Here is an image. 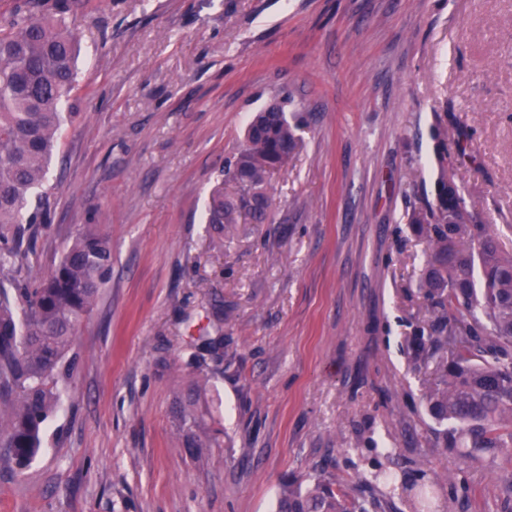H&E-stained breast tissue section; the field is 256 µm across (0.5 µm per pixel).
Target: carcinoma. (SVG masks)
<instances>
[{"instance_id":"carcinoma-1","label":"carcinoma","mask_w":512,"mask_h":512,"mask_svg":"<svg viewBox=\"0 0 512 512\" xmlns=\"http://www.w3.org/2000/svg\"><path fill=\"white\" fill-rule=\"evenodd\" d=\"M27 0L0 20V448L19 469L42 446L44 423L54 413L75 369L76 328L93 308L112 271V244L96 224H83L59 263L33 286L15 278L28 252L22 225L41 224L47 204L44 183L68 116L63 100L76 86L77 36L71 17L77 0ZM291 97L277 111H257L245 145L234 158L237 197L224 195V182L212 189L207 223L224 230L250 208L257 220L265 209L263 188L270 175L295 153L299 124L286 115ZM427 225L430 257L418 288L450 312L434 338L418 331L416 359L426 363L440 347L439 374L425 388L434 419L448 425L440 452L493 464L512 458V253L501 247L489 226L467 209L453 165L442 169L437 203L410 218ZM195 382L176 397L177 431L195 453L213 448L218 438L204 432ZM442 476L420 470L409 484L411 512H434ZM276 512H383L382 500L352 498L335 479L317 480L305 490L284 489Z\"/></svg>"}]
</instances>
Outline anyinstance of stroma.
<instances>
[{
  "label": "stroma",
  "instance_id": "35a3bbf8",
  "mask_svg": "<svg viewBox=\"0 0 512 512\" xmlns=\"http://www.w3.org/2000/svg\"><path fill=\"white\" fill-rule=\"evenodd\" d=\"M76 29L72 119L21 278L82 224L109 235L112 274L41 451L21 473L0 461V512H274L287 483L361 496L377 469L421 467L459 487L451 512H512V461L436 448V365L411 352L444 315L417 287L429 248L409 221L450 162L512 252V0H86ZM284 94L301 146L264 187L267 218L216 233L218 172ZM199 378L219 445L194 457L173 407Z\"/></svg>",
  "mask_w": 512,
  "mask_h": 512
}]
</instances>
